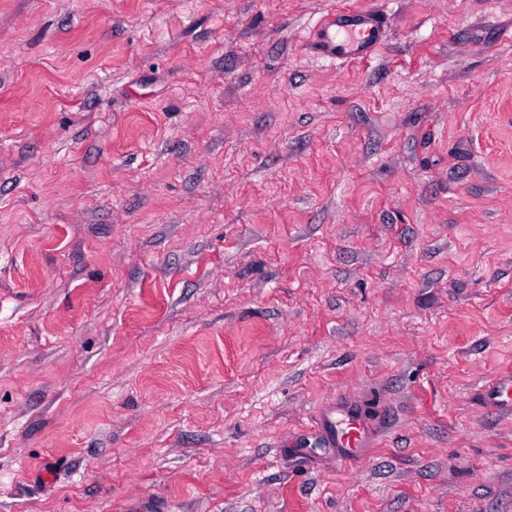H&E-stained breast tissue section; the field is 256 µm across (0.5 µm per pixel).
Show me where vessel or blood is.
I'll use <instances>...</instances> for the list:
<instances>
[{
    "label": "vessel or blood",
    "instance_id": "obj_1",
    "mask_svg": "<svg viewBox=\"0 0 512 512\" xmlns=\"http://www.w3.org/2000/svg\"><path fill=\"white\" fill-rule=\"evenodd\" d=\"M387 23L377 12L340 8L317 23L312 44L317 56L330 62L362 61L375 55L385 39ZM483 408L501 416H512V372L492 377L479 394ZM316 441L328 448L337 464L349 466L357 454L375 447L377 433L365 419L362 404L343 409L324 405L315 430Z\"/></svg>",
    "mask_w": 512,
    "mask_h": 512
}]
</instances>
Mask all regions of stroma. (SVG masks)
I'll list each match as a JSON object with an SVG mask.
<instances>
[{"label": "stroma", "mask_w": 512, "mask_h": 512, "mask_svg": "<svg viewBox=\"0 0 512 512\" xmlns=\"http://www.w3.org/2000/svg\"><path fill=\"white\" fill-rule=\"evenodd\" d=\"M507 367L512 0H0V512H512ZM386 28L375 11L340 8L318 21L311 42L316 55L332 63L362 61L383 44ZM479 399L483 408L500 416H512V372L492 377L480 391ZM316 424L315 440L329 449L340 466L351 465L369 448L376 447V429L366 422L360 403H352L341 410L326 404L321 408ZM352 449H358V453L352 454Z\"/></svg>", "instance_id": "stroma-1"}]
</instances>
